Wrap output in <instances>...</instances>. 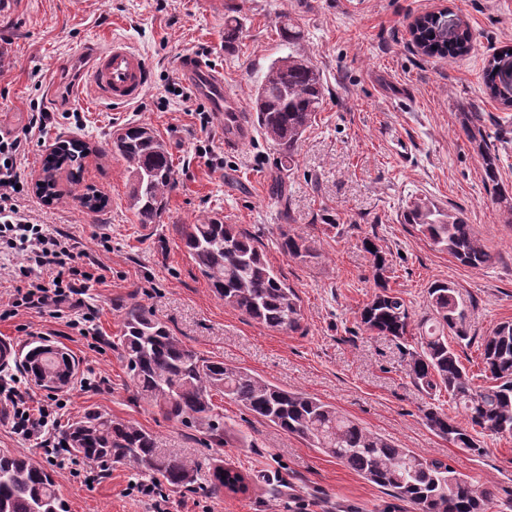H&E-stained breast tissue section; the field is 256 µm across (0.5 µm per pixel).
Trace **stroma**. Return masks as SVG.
I'll use <instances>...</instances> for the list:
<instances>
[{"mask_svg":"<svg viewBox=\"0 0 512 512\" xmlns=\"http://www.w3.org/2000/svg\"><path fill=\"white\" fill-rule=\"evenodd\" d=\"M442 7L471 32L465 56H428L412 41V20ZM231 16L239 22L232 42L224 37ZM284 20L300 30L296 50L314 62L325 89L289 169L263 134L238 146L225 144L221 119L201 128L182 102L191 87L180 74L181 62L207 47L203 63L223 69L242 106L253 109L263 73L288 51L279 30ZM0 36L9 41L0 72V132L21 134L34 102L50 116L44 139L32 140L21 160L28 182L40 177L48 146L79 139L91 148L81 185L108 200L103 211L88 212L70 197L63 173L60 201L28 195L45 224L71 233L103 266L102 280L84 295L97 315V337L80 335L46 312L0 321V336L20 348L34 339L65 347L85 376L97 380L94 389L77 380L59 392V425L88 409L107 413L151 432L160 447L194 462L198 474L192 488L169 490L164 509H157L137 493L129 466L59 468L35 442L12 432L6 405L0 407V453L30 456L56 471L68 512H417L231 399L217 401L231 429L221 446L136 400L116 348L125 309L135 302L191 349L314 395L368 430L443 460L489 491L487 512H512V436L485 439L487 453L480 457L437 436L424 411L448 408L447 394L416 386L402 345L366 331L359 320L376 292L374 257L364 247L370 239L386 259L391 291L405 300L413 320L430 317L428 289L436 281L453 283L471 301L475 341L459 353L475 384H483L478 339L512 321V224L493 199L494 184L461 131L460 114L477 109L498 132V183L512 191V107L493 99L484 83L491 55L512 48V0H5ZM115 36L151 66L142 98L115 107L86 87L70 105L53 106L47 89L54 63ZM139 123L166 142L176 178L160 224L149 231L128 207L123 162L107 152L113 131ZM415 197L462 212L495 262L469 268L433 249L401 216ZM212 215L258 240L301 299L300 330H270L213 293L180 241L184 225ZM283 223L312 242L317 260L303 264L280 252ZM218 464L242 472L246 491L213 492Z\"/></svg>","mask_w":512,"mask_h":512,"instance_id":"35a3bbf8","label":"stroma"}]
</instances>
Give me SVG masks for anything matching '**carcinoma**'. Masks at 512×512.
<instances>
[{
    "mask_svg": "<svg viewBox=\"0 0 512 512\" xmlns=\"http://www.w3.org/2000/svg\"><path fill=\"white\" fill-rule=\"evenodd\" d=\"M280 33L289 52L270 63L257 86L256 124L278 146L284 160L292 163L323 101L324 86L310 59L293 50L301 32L285 23ZM412 36L427 55L455 57L470 49L465 25L446 34L441 22L426 18ZM499 58L501 55L496 54L489 60L485 82L490 95L505 104L509 89L501 86ZM461 116V130L483 159L486 177L495 186V200L512 213V195L499 187L497 180V134L487 131L483 113L470 111ZM89 152L83 142L61 141L57 150L45 156L38 189L47 199H59L55 176L64 167L72 184H79L83 159ZM112 152L125 164L130 182L128 205L138 224L149 228L160 223L175 184L164 141L148 125L135 124L113 136ZM74 199L91 213L107 205L105 196L94 192L76 194ZM403 219L434 249L448 253L462 266L478 268L495 260V254L458 212L415 198L403 208ZM181 241L185 253L225 305L272 330L295 332L301 328L298 295L268 263L253 236L213 216L185 225ZM278 245L291 259L306 262L316 258L310 241L288 231L286 224L279 226ZM373 254L379 291L363 307L360 321L368 331L402 344L412 335L408 307L383 279L385 258L376 249ZM428 296L434 322L415 337L416 347L409 352L410 375L432 393L446 392L462 419L436 406L426 409L424 418L438 436L481 456L485 448L479 436L512 435V322H500L481 337L487 384L477 386L455 344L448 341L450 334L456 344L471 340L470 305L446 282L433 283ZM120 346L138 396L165 418L203 429L217 443L224 442L227 433L214 402L219 395L321 449L368 482L414 504L419 512H486L489 493L447 463L394 445L311 394L288 390L244 367L198 354L140 304L131 305L124 313ZM21 365L38 387L49 392L67 387L80 371V361L65 348L57 346L46 352L41 342L27 345L21 353ZM60 435L68 443L69 455L103 472L120 463L160 485L188 488L196 482L192 462L159 448L152 433L99 411H85ZM244 483L241 472L222 465L214 467L213 491L225 488L237 492ZM0 512H67V507L53 475L40 462L3 452Z\"/></svg>",
    "mask_w": 512,
    "mask_h": 512,
    "instance_id": "carcinoma-1",
    "label": "carcinoma"
}]
</instances>
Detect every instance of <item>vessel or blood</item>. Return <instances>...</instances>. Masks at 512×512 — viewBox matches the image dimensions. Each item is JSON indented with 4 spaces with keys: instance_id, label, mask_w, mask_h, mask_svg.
Returning <instances> with one entry per match:
<instances>
[{
    "instance_id": "b4317fda",
    "label": "vessel or blood",
    "mask_w": 512,
    "mask_h": 512,
    "mask_svg": "<svg viewBox=\"0 0 512 512\" xmlns=\"http://www.w3.org/2000/svg\"><path fill=\"white\" fill-rule=\"evenodd\" d=\"M87 80L94 95L115 106L138 101L150 81V70L144 56L124 39L89 44L85 49ZM182 73L187 82L208 102L224 123L227 142L244 144L252 130L249 117L237 97L224 83V72L185 60Z\"/></svg>"
}]
</instances>
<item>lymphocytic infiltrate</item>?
I'll use <instances>...</instances> for the list:
<instances>
[{
    "mask_svg": "<svg viewBox=\"0 0 512 512\" xmlns=\"http://www.w3.org/2000/svg\"><path fill=\"white\" fill-rule=\"evenodd\" d=\"M48 118L38 105H31L22 134L0 137V253L18 254L23 260L11 270L18 285L0 309V319L13 318L22 311L46 310L58 319L76 316L90 334L94 331V315L84 311L83 295L101 264L81 248L74 236L42 224L29 208L22 187L19 159L29 139L46 128ZM0 397L11 404L13 433L36 441L48 458L64 455L60 436L49 429L61 406L58 398H48L34 411L17 387L5 383L0 384Z\"/></svg>",
    "mask_w": 512,
    "mask_h": 512,
    "instance_id": "1",
    "label": "lymphocytic infiltrate"
}]
</instances>
